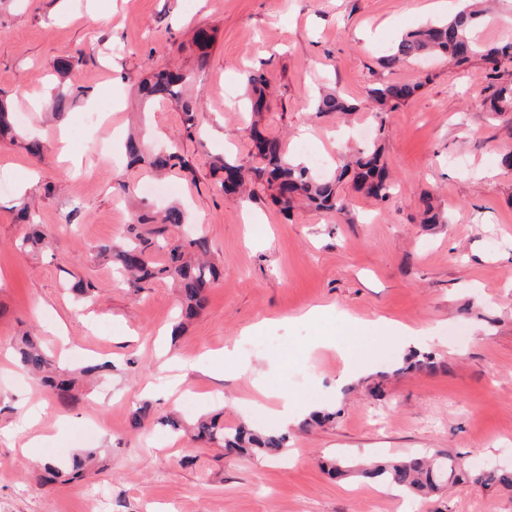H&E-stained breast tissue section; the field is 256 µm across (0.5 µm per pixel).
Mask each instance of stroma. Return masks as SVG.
<instances>
[{
  "label": "stroma",
  "mask_w": 512,
  "mask_h": 512,
  "mask_svg": "<svg viewBox=\"0 0 512 512\" xmlns=\"http://www.w3.org/2000/svg\"><path fill=\"white\" fill-rule=\"evenodd\" d=\"M456 0H0V96L14 112L18 143L0 141V512H512V490L469 480L411 497L324 462L422 452L463 458L469 470L512 469V122L483 101L512 84V63L486 79L484 63L383 66L407 31L449 18ZM214 37L206 66L192 43ZM486 46L512 41V0H497L475 31ZM79 58L67 76L55 62ZM268 62L269 107L261 129L288 154L330 162L360 144L381 146L396 186L382 205L351 193L355 223L301 208L284 219L267 201L241 203L215 186L210 165L254 150L243 74ZM178 67L193 76L200 136H184L173 102L141 106L135 86ZM416 85L415 95L374 122L365 89ZM334 84L354 100L346 118L310 112ZM78 90L54 120L46 103ZM140 131L147 147L183 142L196 168L152 178L97 140ZM35 136L44 158L19 145ZM134 186L131 197L118 181ZM431 193L444 224L416 223ZM54 230L51 245L19 252L20 198ZM185 204L188 232L207 239L224 272L208 305L171 336L179 291L165 280L134 293L97 255L125 234L145 205ZM94 283L88 295L69 281ZM324 314L309 318L310 310ZM37 337L58 371L111 362L83 379L84 401L64 405L20 369L19 336ZM281 336L282 348L245 352L252 337ZM432 354L436 370L406 369L409 350ZM207 358L172 384L163 364ZM314 389L306 398L303 387ZM288 392L297 424L274 415ZM192 395L194 405L184 408ZM151 401L143 429L133 410ZM217 417L287 433L274 457L228 456L164 424ZM316 410L331 413L303 429ZM96 449L86 477L42 484V466L67 465Z\"/></svg>",
  "instance_id": "obj_1"
}]
</instances>
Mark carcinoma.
I'll return each mask as SVG.
<instances>
[{
  "mask_svg": "<svg viewBox=\"0 0 512 512\" xmlns=\"http://www.w3.org/2000/svg\"><path fill=\"white\" fill-rule=\"evenodd\" d=\"M482 11L468 9L456 14L446 22L425 24L405 33L387 50L382 59L385 67L403 61H417L428 56L444 57L457 65L473 57L499 67L512 62V43L482 47L470 37V32L481 20ZM268 72L259 67L247 73L245 83L249 89V105L253 114L259 116L266 108ZM187 75L169 70H159L151 78L137 85V92L156 101L174 100L183 112V124L188 138L196 132L197 112L200 101L186 96ZM415 91L410 84L386 83L370 87L367 96L376 104L375 116L385 122V115L409 99ZM315 110L320 114H345L355 110L344 92L333 87L319 94ZM489 110L501 116L512 112V87H500L491 95ZM251 137L257 149V162L245 165L232 157H222L212 163L213 174L235 172L236 181L229 186L220 181L225 194L243 193L247 201H255L268 194L272 202L280 206L284 216L301 201L307 206L326 211H338L354 222L350 200L340 194V184L352 176L356 192L377 204L389 200L393 187L387 179L386 166L381 150L376 144L364 146L356 151L350 162L334 169L329 174L313 171L302 163H294L282 148L280 139L264 137L256 126H251ZM125 154L133 164L147 162L156 171L179 168L193 170L190 156L177 143L158 148L144 156V145L135 136L124 143ZM424 209L420 223L444 224L443 212L435 208L430 197L423 198ZM186 224L185 211L171 205L157 215L149 210L138 214L136 221L127 228V235L108 240L98 248V255L108 260L125 279V285L140 291L145 284L156 279L172 281L181 291L184 316L187 319L199 314L207 305V289L220 275L218 266L193 256H205L209 252L208 242L203 236L182 239L173 235L176 228ZM53 233L48 229H37L16 242V248L25 252L39 245L49 244ZM165 256L161 263L156 255ZM18 363L22 369L36 376L41 383L57 391L66 405H75L79 396L73 393L74 380H58L50 374L53 366L51 356L37 344L35 337H20L16 345ZM194 437L205 443H217L232 448L244 456L258 453L279 452L286 447L285 433H260L246 424L226 429L215 419H200L194 426ZM465 471V465L455 457L439 461L431 456H387L376 459L370 466L359 469L361 477L395 487L410 494H426L439 490L445 483L454 481ZM477 480L486 485H500L512 490V469H489L480 473Z\"/></svg>",
  "mask_w": 512,
  "mask_h": 512,
  "instance_id": "carcinoma-1",
  "label": "carcinoma"
}]
</instances>
